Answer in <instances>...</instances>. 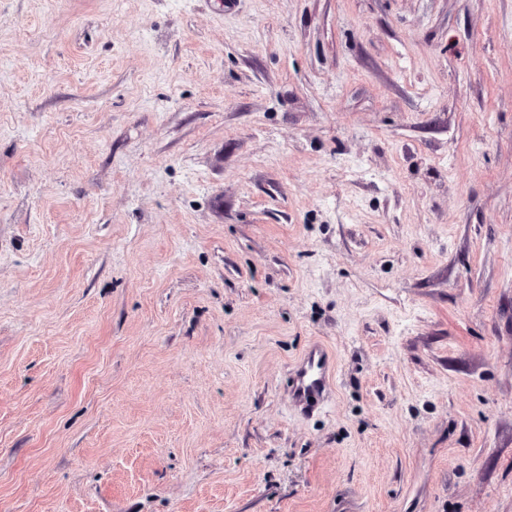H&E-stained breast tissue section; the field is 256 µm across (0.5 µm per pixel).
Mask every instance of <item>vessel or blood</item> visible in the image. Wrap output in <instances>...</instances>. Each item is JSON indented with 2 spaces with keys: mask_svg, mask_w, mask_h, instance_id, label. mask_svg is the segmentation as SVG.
Wrapping results in <instances>:
<instances>
[{
  "mask_svg": "<svg viewBox=\"0 0 512 512\" xmlns=\"http://www.w3.org/2000/svg\"><path fill=\"white\" fill-rule=\"evenodd\" d=\"M335 358L324 347L312 346L298 362L291 377L295 404L311 410L324 404L335 380Z\"/></svg>",
  "mask_w": 512,
  "mask_h": 512,
  "instance_id": "1",
  "label": "vessel or blood"
}]
</instances>
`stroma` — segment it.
<instances>
[{
    "instance_id": "1",
    "label": "stroma",
    "mask_w": 512,
    "mask_h": 512,
    "mask_svg": "<svg viewBox=\"0 0 512 512\" xmlns=\"http://www.w3.org/2000/svg\"><path fill=\"white\" fill-rule=\"evenodd\" d=\"M0 512H512V0H0ZM335 358L321 345H313L298 362L291 377L290 392L302 410L324 404L335 380Z\"/></svg>"
}]
</instances>
